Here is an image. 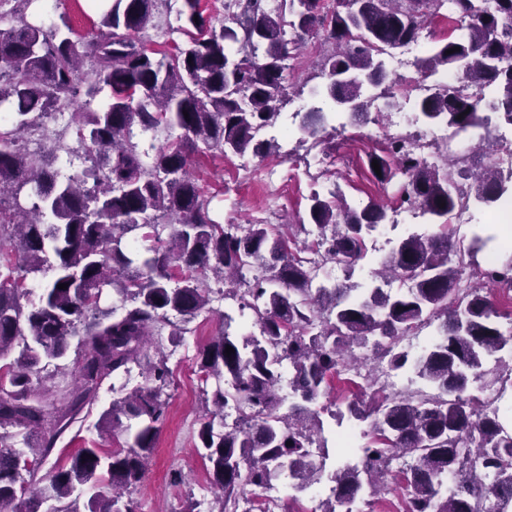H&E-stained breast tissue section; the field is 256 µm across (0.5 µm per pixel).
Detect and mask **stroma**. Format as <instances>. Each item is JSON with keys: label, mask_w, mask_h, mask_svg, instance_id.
Returning a JSON list of instances; mask_svg holds the SVG:
<instances>
[{"label": "stroma", "mask_w": 512, "mask_h": 512, "mask_svg": "<svg viewBox=\"0 0 512 512\" xmlns=\"http://www.w3.org/2000/svg\"><path fill=\"white\" fill-rule=\"evenodd\" d=\"M182 7V0H162L149 26L140 33V40L157 56L171 54L174 46L187 42L186 22L178 17ZM28 18L47 27L65 21L80 35L98 31V16L89 0H36ZM369 117L370 123L364 129L350 125L327 129L317 145L302 140L299 133H292L283 141L280 153L253 158L256 171L249 177L239 169L240 156H225L215 149L193 154L188 170L208 199L212 217L223 225L263 220L284 231L289 225L299 223L306 215L312 178L318 173L313 160L322 155L337 159L336 182L348 199L372 198L386 205L390 197L370 174L366 152L357 150L356 145L364 130L383 128L390 118L385 111L375 109L370 110ZM40 158L52 170L68 162L82 166L85 149L78 139L76 125H68L61 132L50 131ZM271 164L292 171L287 197L274 196L266 190L263 170ZM238 314L236 299L215 298L207 310L190 322L188 333L179 342H171L170 331L166 328L153 337V345L161 349L172 370V379L164 391L168 412L156 451L144 479L133 493L140 504V512H184L191 502L196 505L194 512H209L213 504L214 492L205 464L196 450L200 418L207 405L198 353L216 335L225 316L236 317L241 333L253 332V325L239 320ZM144 382L137 368L126 378L105 379L97 401L85 407L56 439L49 464H65L74 451L91 444L101 448L123 446L124 437L99 429L98 419L112 400L124 397Z\"/></svg>", "instance_id": "obj_1"}]
</instances>
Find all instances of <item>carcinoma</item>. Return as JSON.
I'll list each match as a JSON object with an SVG mask.
<instances>
[{
    "label": "carcinoma",
    "mask_w": 512,
    "mask_h": 512,
    "mask_svg": "<svg viewBox=\"0 0 512 512\" xmlns=\"http://www.w3.org/2000/svg\"><path fill=\"white\" fill-rule=\"evenodd\" d=\"M34 0L10 4L16 25L0 29V110L13 128L0 131V195L8 193L0 230L20 254L24 274L50 276L39 303L24 304L27 291L13 271L0 274V512H137L132 492L154 454L167 402V361L149 351V338L169 325L170 339L210 303L199 275L224 280V293L249 298L259 334L237 335L224 327L198 354L199 369L212 379L213 410L198 431L200 457L210 484L219 490L215 512H250V491L288 481L294 494L322 482L329 497L313 512H353L363 498L387 494L381 482L397 459L415 463L403 478L409 490L406 512H512V427L509 409H480L469 394L485 381L488 357L512 344L503 331L507 318L485 293L512 288V257L464 279L463 258L477 264L495 234L477 225L467 241L441 222L428 233L411 230L369 268L360 281L334 288L317 284L318 273L293 258L296 237L272 233L269 224H219L210 201L188 173L200 146L223 154L265 157L280 151L277 139L261 137L273 126L290 96L283 61L303 36L323 33L317 101L297 110L298 132L315 140L326 131L337 106L355 109L365 121L367 92L388 78L383 49L419 41L422 28L441 11L459 16L464 35L427 48L422 74L453 72L457 83L439 84L418 98L419 117L455 133L481 130L469 153L442 164L419 159L398 144L368 154L388 186L397 177L408 187L420 214L444 218L461 205L497 207L512 199V174L487 160L472 168L475 151L493 138L485 108L512 124V0H231L216 29L203 15L201 0H183L189 24L198 32L175 46L164 62L137 39L154 17L159 0H110L101 12L105 32L81 36L68 24L46 29L27 19ZM458 51L449 53V50ZM108 91L104 106L91 102ZM86 97L78 133L89 168L62 177L39 166L18 144V135L53 115L61 102ZM189 117H184V114ZM161 127L180 134L139 151L134 128ZM384 205H351L343 192L331 201L317 191L308 197L307 222L298 232L315 237L325 263L353 277L368 253L367 241L387 224ZM168 230L162 238L160 230ZM152 238L157 246L133 251L129 235ZM257 267L252 280L244 270ZM184 272L171 285V270ZM399 282L394 293L381 279ZM67 288L61 289L59 285ZM112 289L120 308H104ZM431 329L418 352L401 343L415 329ZM235 353L225 354L226 347ZM364 357L365 387L379 393L383 377L410 371L422 386L383 395L366 407L357 399L346 409L315 408L333 390V378L353 364L352 347ZM75 350L78 381L54 390L44 385ZM137 363L145 385L112 401L100 427L126 436L124 448L77 449L66 464L40 473L59 425L98 397L102 382L119 379ZM53 399V411L43 399ZM238 411L231 426H215L228 406ZM341 426L370 421L367 442L330 466L320 414ZM23 437L26 449L15 447ZM317 443L318 457L308 453ZM492 476V491L466 475L474 466ZM459 480L452 487L443 477ZM86 486L98 492L84 504ZM53 503L48 509L43 505Z\"/></svg>",
    "instance_id": "obj_1"
}]
</instances>
